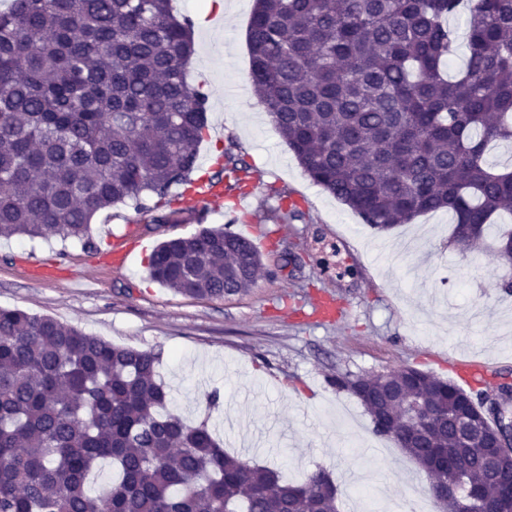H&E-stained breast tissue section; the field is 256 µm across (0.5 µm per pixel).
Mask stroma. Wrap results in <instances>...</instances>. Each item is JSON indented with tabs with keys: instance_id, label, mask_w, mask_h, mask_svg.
Segmentation results:
<instances>
[{
	"instance_id": "stroma-1",
	"label": "stroma",
	"mask_w": 512,
	"mask_h": 512,
	"mask_svg": "<svg viewBox=\"0 0 512 512\" xmlns=\"http://www.w3.org/2000/svg\"><path fill=\"white\" fill-rule=\"evenodd\" d=\"M175 9L194 24L188 81L208 96L195 174L214 175L218 150L234 143L252 172L245 222L208 206L153 232L150 214L126 203L95 215L94 250L72 239L0 238V307L158 352L175 411L192 423L208 420L229 452L250 436L260 448L244 460L288 479L326 469L340 512H350L348 478L360 471L374 474L384 512H410L426 473L400 448L378 453L369 414L332 379L414 367L453 380L470 359L489 372L470 392L490 395L512 382V293L502 286L512 269L492 252L512 214H500L483 246L466 253L450 241L455 220L445 210L374 232L310 180L254 93L225 98L226 85L250 80L253 0H224L220 14L208 0H180ZM292 203L302 218L285 216ZM129 224L136 238L117 267L100 244ZM252 225L267 245L248 291L200 299L149 279L148 257L163 240L203 226L244 235ZM215 389L221 405L210 411L205 396Z\"/></svg>"
}]
</instances>
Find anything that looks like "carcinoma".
<instances>
[{
	"instance_id": "1",
	"label": "carcinoma",
	"mask_w": 512,
	"mask_h": 512,
	"mask_svg": "<svg viewBox=\"0 0 512 512\" xmlns=\"http://www.w3.org/2000/svg\"><path fill=\"white\" fill-rule=\"evenodd\" d=\"M461 0H255L251 84L295 160L377 233L441 209L470 249L512 208V167L488 147L512 141V0H470L466 62L453 78ZM192 21L171 0H9L0 9V237L92 244L94 216L130 201L160 228L174 187L187 185L207 129L191 87ZM217 182L243 191L251 168L224 148ZM257 249L222 228L161 242L150 279L219 300L256 281ZM159 354L110 344L50 317L0 308V512H338L322 468L300 482L224 451L208 421L169 409ZM383 404L387 375H338L375 434L423 464L455 448V424L485 396L409 367ZM482 439L460 475L483 483ZM107 461L112 484L90 476ZM435 501L468 499L429 480Z\"/></svg>"
}]
</instances>
